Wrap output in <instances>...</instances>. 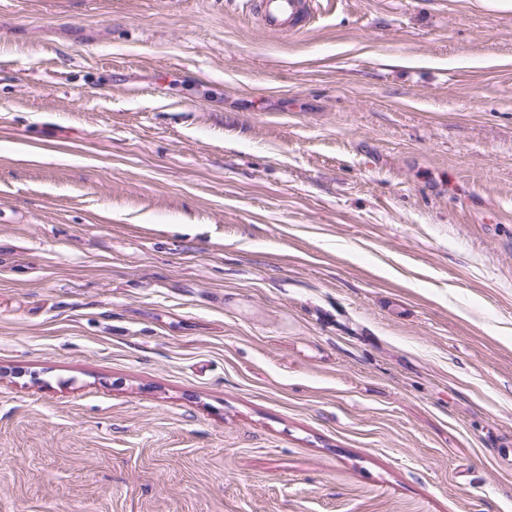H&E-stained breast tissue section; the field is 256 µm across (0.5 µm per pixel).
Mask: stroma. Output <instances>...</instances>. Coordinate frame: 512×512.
I'll list each match as a JSON object with an SVG mask.
<instances>
[{"instance_id": "obj_1", "label": "stroma", "mask_w": 512, "mask_h": 512, "mask_svg": "<svg viewBox=\"0 0 512 512\" xmlns=\"http://www.w3.org/2000/svg\"><path fill=\"white\" fill-rule=\"evenodd\" d=\"M512 10L0 0V512H512ZM261 24L273 32L307 31L319 0H255L250 2Z\"/></svg>"}]
</instances>
